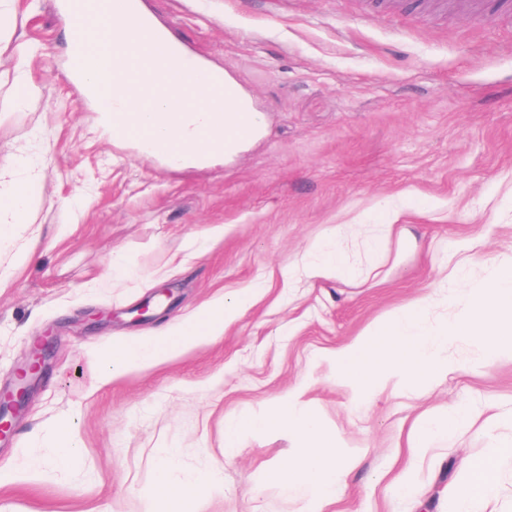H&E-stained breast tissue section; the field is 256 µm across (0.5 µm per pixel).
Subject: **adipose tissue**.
I'll return each mask as SVG.
<instances>
[{
  "instance_id": "adipose-tissue-1",
  "label": "adipose tissue",
  "mask_w": 512,
  "mask_h": 512,
  "mask_svg": "<svg viewBox=\"0 0 512 512\" xmlns=\"http://www.w3.org/2000/svg\"><path fill=\"white\" fill-rule=\"evenodd\" d=\"M3 186L8 192L0 194V248L7 242L6 225L25 221L27 204L38 193L39 179L37 175L23 173L18 160H0V187ZM302 270L310 279L343 277L350 272L346 252L340 248L328 253L315 248L306 250ZM246 303L247 298L242 294L221 298L211 302L193 325H168L138 345H113L102 350L96 358L101 378L109 379L131 367L218 339L223 336L225 326L240 316ZM306 389V384H297L276 400L267 402L259 412L231 419L225 426V440L228 449L233 450L247 437L265 433L292 439V454L288 459L266 465L259 482L299 496L302 512H325L329 504L345 493L359 453L344 446L338 436L327 433L317 415L304 408ZM471 418L468 408L452 406L445 415L422 419L413 429L410 446L416 451L423 449L467 425ZM176 469L177 455L172 452L157 471L156 492L146 498L143 512H200L202 498L219 488L216 471L200 473L182 482L174 477ZM496 469L495 458L476 461L458 483L448 512H472L473 504L492 499L496 494Z\"/></svg>"
}]
</instances>
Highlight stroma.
<instances>
[{"mask_svg": "<svg viewBox=\"0 0 512 512\" xmlns=\"http://www.w3.org/2000/svg\"><path fill=\"white\" fill-rule=\"evenodd\" d=\"M65 0H0L15 26L0 38V158L39 174L28 221L10 225L0 270V391L56 339L0 462V512H142L167 449L177 474L221 468L201 512H300L277 487L252 493L287 437L245 440L224 457L227 419L301 381L324 428L360 451L347 496L327 512H448L455 485L497 456V494L477 512H512V357L448 345L454 372L431 390L390 385L352 410L328 355L407 302L452 316L439 282L458 255L478 283L512 265V0H144L195 58L238 76L260 100L267 136L232 166L172 167L113 143L72 78L68 39H101L106 17L75 26ZM32 91L15 95L16 77ZM399 221L377 269L290 279L307 247L341 224ZM224 233L198 250L215 227ZM34 252L14 265L15 253ZM171 289L148 322L129 311ZM248 297L216 341L101 381L105 344H135L211 301ZM468 403L473 420L410 452L414 421ZM72 421L83 463L54 465L49 432ZM409 475L411 489L395 484Z\"/></svg>", "mask_w": 512, "mask_h": 512, "instance_id": "1", "label": "stroma"}]
</instances>
